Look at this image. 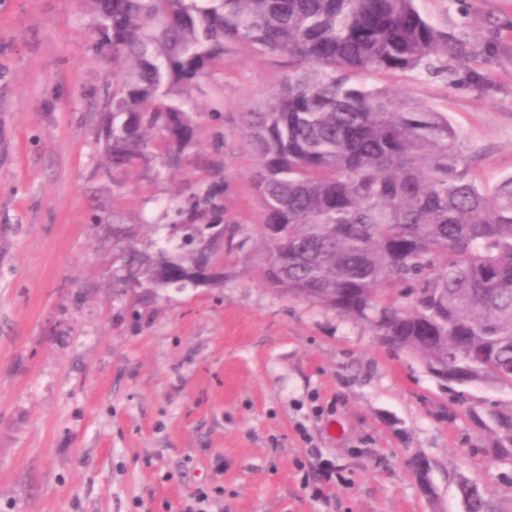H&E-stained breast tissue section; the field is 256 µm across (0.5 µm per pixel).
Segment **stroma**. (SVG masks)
<instances>
[{
  "mask_svg": "<svg viewBox=\"0 0 512 512\" xmlns=\"http://www.w3.org/2000/svg\"><path fill=\"white\" fill-rule=\"evenodd\" d=\"M468 29L469 68L381 73L447 115L483 185L512 175V0H422ZM112 63L89 0H0V512H463L486 488L512 512V460L488 453L512 389L465 402L363 321L294 301L259 275L247 105L281 58L232 46L196 96L179 169L109 171L96 112ZM224 163L214 280L152 287L184 256L178 213ZM430 463L435 497L410 466ZM461 498H464L468 504L465 512H492L491 501L485 497L479 487L474 483H462L459 486Z\"/></svg>",
  "mask_w": 512,
  "mask_h": 512,
  "instance_id": "stroma-1",
  "label": "stroma"
}]
</instances>
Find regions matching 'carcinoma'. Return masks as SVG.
Listing matches in <instances>:
<instances>
[{"instance_id": "1", "label": "carcinoma", "mask_w": 512, "mask_h": 512, "mask_svg": "<svg viewBox=\"0 0 512 512\" xmlns=\"http://www.w3.org/2000/svg\"><path fill=\"white\" fill-rule=\"evenodd\" d=\"M112 77L98 136L112 167L159 151L178 169L194 142L192 93L229 45L288 59L289 72L245 113L256 157L265 283L364 321L454 384L512 388V176L467 178L459 136L434 112L358 76L448 71L475 55L464 32L428 20L417 0H92ZM181 262L153 284H187L224 238V162H208ZM496 447L512 459V414ZM466 512H492L474 483Z\"/></svg>"}]
</instances>
